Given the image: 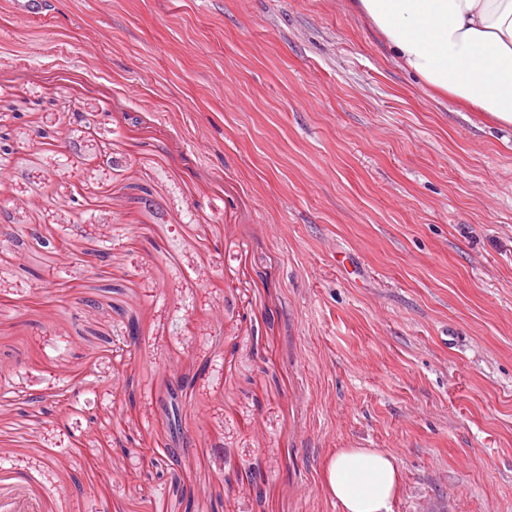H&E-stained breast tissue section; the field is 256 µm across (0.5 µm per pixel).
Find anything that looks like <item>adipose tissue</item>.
<instances>
[{
  "label": "adipose tissue",
  "instance_id": "obj_1",
  "mask_svg": "<svg viewBox=\"0 0 512 512\" xmlns=\"http://www.w3.org/2000/svg\"><path fill=\"white\" fill-rule=\"evenodd\" d=\"M395 58L431 87L512 126V0H356ZM396 458L377 448H340L322 487L341 512H392Z\"/></svg>",
  "mask_w": 512,
  "mask_h": 512
}]
</instances>
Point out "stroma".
<instances>
[{"mask_svg":"<svg viewBox=\"0 0 512 512\" xmlns=\"http://www.w3.org/2000/svg\"><path fill=\"white\" fill-rule=\"evenodd\" d=\"M13 4L0 512H340L339 448L393 512H512V126L350 0ZM400 485L397 459L378 448H339L322 473V487L341 512H392Z\"/></svg>","mask_w":512,"mask_h":512,"instance_id":"stroma-1","label":"stroma"}]
</instances>
